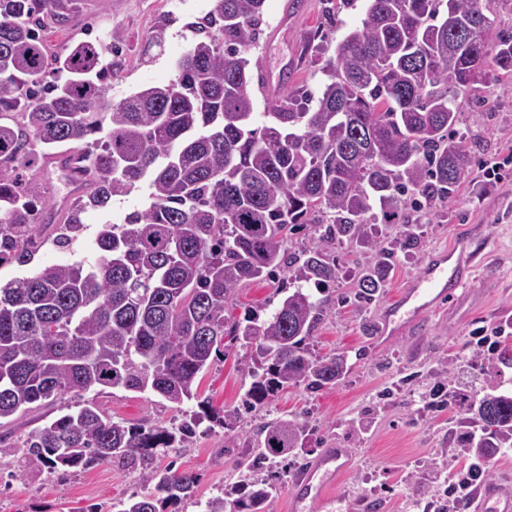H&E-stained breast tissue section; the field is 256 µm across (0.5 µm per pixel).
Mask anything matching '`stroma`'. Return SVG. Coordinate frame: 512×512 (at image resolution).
I'll use <instances>...</instances> for the list:
<instances>
[{
  "label": "stroma",
  "instance_id": "obj_1",
  "mask_svg": "<svg viewBox=\"0 0 512 512\" xmlns=\"http://www.w3.org/2000/svg\"><path fill=\"white\" fill-rule=\"evenodd\" d=\"M367 5V0H348L328 29L324 0H265L263 34L250 57L257 60L258 72L272 78L289 71V87L317 88L335 43L360 25ZM213 7L214 0H77L64 25L47 28L46 39L54 54L89 32L132 45V53L116 60L109 94L117 102L170 82L178 59L194 40L186 22ZM145 48L150 51L146 57L141 54ZM460 126L477 134L478 145L458 194L420 213L413 242L399 249L392 274L370 302L360 305L354 300L370 253L347 242L336 247L341 267L333 290L337 301L326 310L310 344L320 356L345 354L344 377L317 392L301 386L285 389L248 410L243 399L250 379L241 366L250 359L249 347L236 345L200 374L199 398L230 417L224 428L202 422L188 447L156 458V465L174 461L198 477L195 497L182 512H200L202 502L240 489L238 463L248 456L247 444L255 440L259 427L295 416L305 420L310 446L300 451L296 466L281 458L265 463L261 476L280 479L266 512H293L292 482L326 448H346L352 454L353 464L334 490L350 510L358 498L368 497L378 512H423L426 502L444 497L449 472L464 464L460 450L471 433L461 422L459 406L492 382L512 391V165H506L497 184L485 181L482 174L484 166L512 154V83L491 81L472 92L462 103ZM145 204L146 193L139 190L113 199L107 209L87 211L80 231L66 247L56 244V228L47 227L34 267L75 259L94 262V241L103 225L123 223ZM462 236L482 251L472 284L432 316L425 331L374 346L371 337L382 306L419 275L434 251L452 246ZM282 298L277 282L253 281L236 288L227 313L238 319L251 312L265 315ZM482 326L504 329L506 338L498 354L484 355L474 344L472 334ZM440 380L454 398L452 407L432 403ZM85 401L131 423L149 421L170 428L183 418L181 411L156 395L122 388L68 393L33 407L0 426V512H111L113 502L146 493L137 473L109 463L63 476L26 464L27 436Z\"/></svg>",
  "mask_w": 512,
  "mask_h": 512
}]
</instances>
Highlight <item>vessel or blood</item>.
<instances>
[{
  "mask_svg": "<svg viewBox=\"0 0 512 512\" xmlns=\"http://www.w3.org/2000/svg\"><path fill=\"white\" fill-rule=\"evenodd\" d=\"M473 271V255L467 245L432 256L421 275L384 310L377 324L379 341L384 343L422 329L444 299L454 298L467 286ZM348 466L345 449H325L291 486L294 512H306L309 502L324 499ZM472 507L473 512H512V475L478 487Z\"/></svg>",
  "mask_w": 512,
  "mask_h": 512,
  "instance_id": "vessel-or-blood-1",
  "label": "vessel or blood"
}]
</instances>
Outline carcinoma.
I'll use <instances>...</instances> for the list:
<instances>
[{
	"mask_svg": "<svg viewBox=\"0 0 512 512\" xmlns=\"http://www.w3.org/2000/svg\"><path fill=\"white\" fill-rule=\"evenodd\" d=\"M187 24L196 40L175 79L120 100L108 96L109 55L123 46L84 40L61 55L41 31L60 25L70 0H0V266H26L45 224L56 243L87 209L145 183L149 205L123 224H105L95 263L33 270L0 284V421L31 405L98 387L154 392L173 408L212 355L243 340L255 348L242 370L245 406L279 391H319L348 370L347 357L314 356L309 340L336 282L335 245L372 254L360 297L384 287L395 256L373 225L400 224L453 197L471 164L468 136L456 129L461 100L478 83L512 76V34L488 16L491 0H368L361 26L336 44L315 107L306 89L287 91L272 122L251 127L253 75L247 54L262 35L264 0H215ZM77 155V196L43 199V158ZM319 225L311 246L288 243ZM278 270L287 293L266 318L229 322L224 310L244 282ZM175 429L128 424L85 402L26 440L25 461L50 472L112 463L139 471L149 492L117 512H160L191 499L195 473L154 464L157 450L185 447L195 427L224 425L208 400ZM477 428L463 452L486 462L512 448V395L486 391L463 409ZM250 469L305 448L297 419L261 429ZM235 500L209 498L202 512H258L277 489L250 477Z\"/></svg>",
	"mask_w": 512,
	"mask_h": 512,
	"instance_id": "carcinoma-1",
	"label": "carcinoma"
}]
</instances>
